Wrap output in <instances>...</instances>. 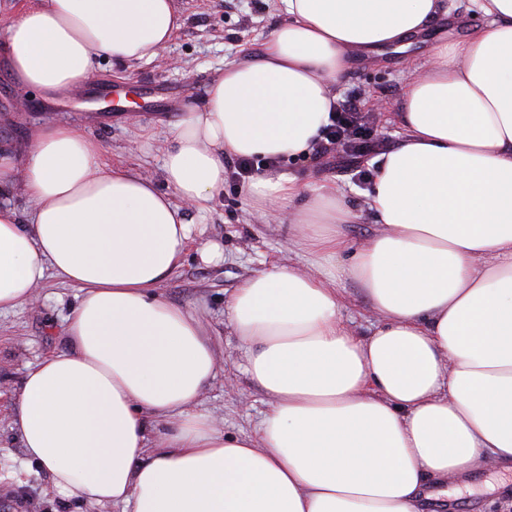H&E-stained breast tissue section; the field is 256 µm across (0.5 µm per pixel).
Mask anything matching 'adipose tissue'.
<instances>
[{
    "instance_id": "1",
    "label": "adipose tissue",
    "mask_w": 512,
    "mask_h": 512,
    "mask_svg": "<svg viewBox=\"0 0 512 512\" xmlns=\"http://www.w3.org/2000/svg\"><path fill=\"white\" fill-rule=\"evenodd\" d=\"M486 27L434 42L407 80L357 243L335 183L280 170L307 158L355 53L408 48L443 0H280L262 51L213 78L166 132L165 187L103 163L83 127L51 123L24 155L0 150V314L76 286L67 349L24 374L11 429L66 499L121 512H419L423 485L512 463V0ZM176 0H24L6 31L13 82L53 98L96 61L155 59L185 27ZM267 160L251 212L288 217L296 256L246 277L227 316L270 398L253 433L202 407L221 368L199 308L163 286L210 209L225 162ZM371 304V335L341 317L342 284Z\"/></svg>"
}]
</instances>
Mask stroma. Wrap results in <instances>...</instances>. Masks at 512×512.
I'll list each match as a JSON object with an SVG mask.
<instances>
[{
  "label": "stroma",
  "instance_id": "35a3bbf8",
  "mask_svg": "<svg viewBox=\"0 0 512 512\" xmlns=\"http://www.w3.org/2000/svg\"><path fill=\"white\" fill-rule=\"evenodd\" d=\"M448 2L449 14L418 37L408 52L386 48L378 50L374 59H353L342 78L341 93H359L363 111L371 116L373 137L385 148L394 147L399 135L390 114L377 109L376 101L397 105L413 59H424L433 40H458L485 23L475 0ZM177 4L188 16L187 25L159 58L129 66L102 61L72 96L33 97L0 73V146L19 151L39 126L75 123L101 141L108 162L160 175L163 133L190 105L204 101L219 70L257 49L278 20V0H177ZM109 86L126 91L128 106L113 109L101 101L102 89ZM141 125L152 127L155 138H137ZM282 169L302 181L336 183L350 202L362 199L360 186L337 164L311 158L283 164ZM187 219L202 227L198 243L219 245L224 260L207 265L196 249H188L164 294L172 303L204 309L207 333L223 365L205 394L204 406L222 420L225 434H248L258 426L269 399L243 368L244 356L226 319V306L246 276L270 263L287 262L284 228L249 213L243 188L229 181L211 210H188ZM77 293L76 286L52 277L44 283L37 305L0 316V512H119L109 504L59 496L46 472L27 469L20 442L10 429L11 395L28 365L67 346L65 320ZM501 483H512L511 470L477 471L445 487L430 483L429 489L448 490L444 512H512V503L494 490Z\"/></svg>",
  "mask_w": 512,
  "mask_h": 512
}]
</instances>
